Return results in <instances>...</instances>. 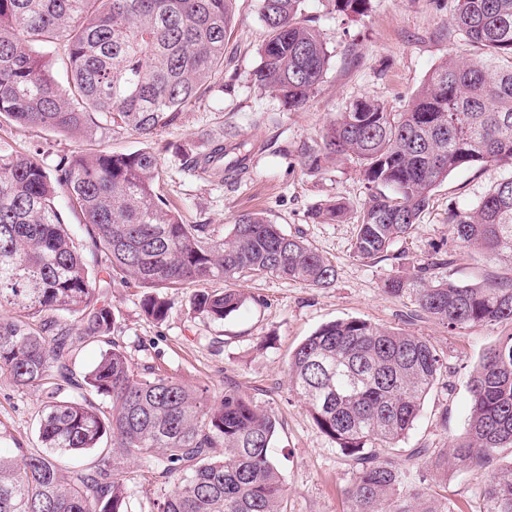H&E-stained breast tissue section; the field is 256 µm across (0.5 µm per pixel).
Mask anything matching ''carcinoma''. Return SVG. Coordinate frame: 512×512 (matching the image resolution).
<instances>
[{
  "label": "carcinoma",
  "mask_w": 512,
  "mask_h": 512,
  "mask_svg": "<svg viewBox=\"0 0 512 512\" xmlns=\"http://www.w3.org/2000/svg\"><path fill=\"white\" fill-rule=\"evenodd\" d=\"M237 0H0V117L73 138L116 129L146 139L129 153L58 157L52 169L0 143V375L18 389L42 387L48 402L39 438L50 452L20 444L0 454V512H128L121 460L149 464L167 485L158 512H287L282 472L270 455L279 421L233 387L215 398L201 388L143 371L111 340L115 322L100 303L80 249L64 224L65 196L85 218L91 250L107 269L145 288L195 286L193 307L221 321L245 303L237 283L272 276L327 288L335 266L299 235L261 212L238 216L229 233L188 224L158 193V132L224 79V52ZM347 16L369 0H333ZM265 38L253 84L301 109L321 83L330 53L305 14V0H261ZM448 35L483 50L443 61L403 110L374 98L352 101L300 153L318 170L353 159L370 190L356 215L359 259L386 256L428 208L435 187L463 167H498L473 208L448 213L459 244L492 263L512 264V0H457ZM225 161L224 144L200 154L178 148L187 170L222 181L247 169L248 154ZM329 202L313 218L339 222ZM451 264L437 252L385 290L415 295L418 312L449 330L512 324V277L464 284L438 277ZM224 287L211 289L209 285ZM156 321L159 294L142 301ZM108 349L82 377L71 363L87 342ZM442 361L422 336L350 318L320 326L295 349L289 385L353 471L347 512H455L425 479L408 484L406 462L431 476L486 473L476 512H512V333L497 338L470 375L463 436L432 456L400 443L418 419ZM68 386L77 395L57 398ZM100 397L106 407L92 404ZM112 447L103 448V440ZM97 450L93 464L64 472L56 455Z\"/></svg>",
  "instance_id": "cac0c4a2"
}]
</instances>
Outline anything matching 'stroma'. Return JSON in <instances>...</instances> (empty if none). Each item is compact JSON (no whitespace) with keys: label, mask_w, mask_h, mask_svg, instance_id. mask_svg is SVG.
Returning <instances> with one entry per match:
<instances>
[{"label":"stroma","mask_w":512,"mask_h":512,"mask_svg":"<svg viewBox=\"0 0 512 512\" xmlns=\"http://www.w3.org/2000/svg\"><path fill=\"white\" fill-rule=\"evenodd\" d=\"M456 4L457 0H370L367 13L353 18L335 11L332 0H306V13L315 18L331 59L309 104L294 111L253 85L251 74L265 36L261 2L237 0L223 83L214 84L186 108L178 125L157 136L172 146L161 156L159 192L191 223L202 219L228 227L241 214L263 212L327 257L336 278L326 288L275 277L240 283L246 302L221 321L193 311L190 287L164 290L169 311L160 323L143 313L146 290L138 282L113 280L100 296L115 316L112 340L125 348L136 367L159 368L186 384L207 387L217 397L225 387H236L276 415L280 428L272 453L288 488V512H346L344 491L353 479L341 449L321 433L288 386V359L307 336L323 324L356 317L425 337L443 368L405 445L436 453L465 430L468 380L482 353L512 332L505 323L448 331L415 314L413 295H393L384 288L388 278L412 273L439 250L453 259L451 266L440 269V276L471 283L489 274H506V267L484 264L477 253L461 247L448 222L449 210L475 207L502 177V169L454 172L433 191L415 230L396 242L387 258L361 260L352 251V221L320 224L311 217L315 209L334 200L354 211L366 203L369 191L357 165L339 162L318 171L300 165V149L316 145L323 127L354 99L375 98L388 110H399L442 60L476 56V48L448 36ZM0 139L18 151L39 155L50 166L64 154L126 153L145 144L129 131L69 138L3 118ZM220 140L245 143L250 161L244 175L220 183L185 171L179 145L187 143L202 152ZM46 401L42 388L20 390L0 376V420L8 422L13 435L12 441L0 443V451L10 452L17 441L43 452L38 422ZM122 468L131 512H155L161 489L150 468L137 459L124 460Z\"/></svg>","instance_id":"35a3bbf8"}]
</instances>
